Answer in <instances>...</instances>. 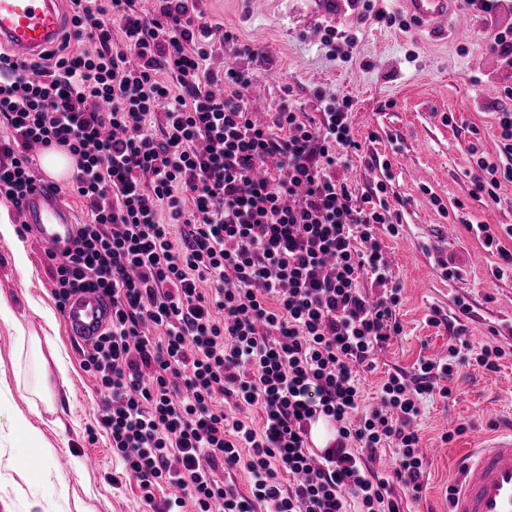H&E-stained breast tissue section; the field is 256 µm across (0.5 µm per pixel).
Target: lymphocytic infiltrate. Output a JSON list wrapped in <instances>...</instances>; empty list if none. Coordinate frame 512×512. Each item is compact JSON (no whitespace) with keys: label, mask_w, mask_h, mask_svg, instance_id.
<instances>
[{"label":"lymphocytic infiltrate","mask_w":512,"mask_h":512,"mask_svg":"<svg viewBox=\"0 0 512 512\" xmlns=\"http://www.w3.org/2000/svg\"><path fill=\"white\" fill-rule=\"evenodd\" d=\"M67 2L57 48L0 55V199L20 206L37 178L34 144L75 158L68 190L87 219L54 297L61 308L91 287L112 305L82 363L106 396L113 453L142 488L180 489L158 512H405L396 486H423V399L450 396L466 363L496 371L505 352H473L453 329L446 359L389 373L379 406L363 408L358 367L402 333L376 233L397 235L401 215L336 178L360 148L350 100L326 98L318 120L284 105L257 122L255 74L211 69L213 30L189 0H158L149 17L137 0ZM498 119L509 164L471 147L478 201L512 182V109ZM322 418L336 436L316 460L306 435ZM380 448L393 455L387 475Z\"/></svg>","instance_id":"f902f5d3"}]
</instances>
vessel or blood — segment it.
Returning <instances> with one entry per match:
<instances>
[{"instance_id": "1", "label": "vessel or blood", "mask_w": 512, "mask_h": 512, "mask_svg": "<svg viewBox=\"0 0 512 512\" xmlns=\"http://www.w3.org/2000/svg\"><path fill=\"white\" fill-rule=\"evenodd\" d=\"M411 22L435 34L448 31L454 0H404ZM58 0H0V46L13 56L34 59L58 41L62 18ZM73 170L40 172L19 212L21 224L34 229L53 260L63 264L72 255L77 226L60 199ZM63 318L72 336L91 343L108 327L112 308L101 292L72 295ZM448 512H512V428L485 437L460 459Z\"/></svg>"}]
</instances>
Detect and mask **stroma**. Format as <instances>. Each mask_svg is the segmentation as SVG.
<instances>
[{
    "label": "stroma",
    "mask_w": 512,
    "mask_h": 512,
    "mask_svg": "<svg viewBox=\"0 0 512 512\" xmlns=\"http://www.w3.org/2000/svg\"><path fill=\"white\" fill-rule=\"evenodd\" d=\"M373 11L350 0H196L195 8L215 30L213 69L233 64L252 70L263 86L249 98L254 112L281 105L318 117L322 97L351 98V134L361 146L337 175L362 192L385 182V196L402 215L398 235L382 234L384 254L400 289L396 315L401 336L378 352L371 369L361 371L367 405L389 372L411 370L421 357L448 354V324H460L473 349L492 343L512 350V276H496L498 259L470 230L474 224L512 225V182H502L499 202L471 198L470 145L488 157L498 155L497 114L512 108L503 95L512 88V70L501 67L482 43L486 33L512 27V12L485 17L455 6L448 33L438 36L413 24L387 25L376 11L402 14V0H373ZM353 28L359 40L352 53L330 55L322 39L326 26ZM234 36L225 42L223 32ZM251 45V57L237 55ZM454 225L445 276L438 261L443 225ZM479 263H466L470 254ZM25 267H18L17 255ZM54 267L35 232L19 235L0 251V301L6 302L25 335L51 339L56 352L44 364L55 411L30 421L67 470L43 475L39 451L21 442H0V457L15 467L0 477V512H155L167 488L145 494L112 455L100 419L105 396L82 365L81 345L71 339L53 297ZM446 324L432 325V312ZM17 330V331H20ZM16 330L0 323V388L11 391L0 404V429L9 430L13 412L29 413L24 390L35 367L20 355ZM67 376H60L57 361ZM450 397L424 399L418 419L425 457L424 484L410 512H437L450 496L455 460L473 438L497 430L512 418V357L498 371L474 364L459 368ZM459 426L448 434L445 424Z\"/></svg>",
    "instance_id": "1"
}]
</instances>
